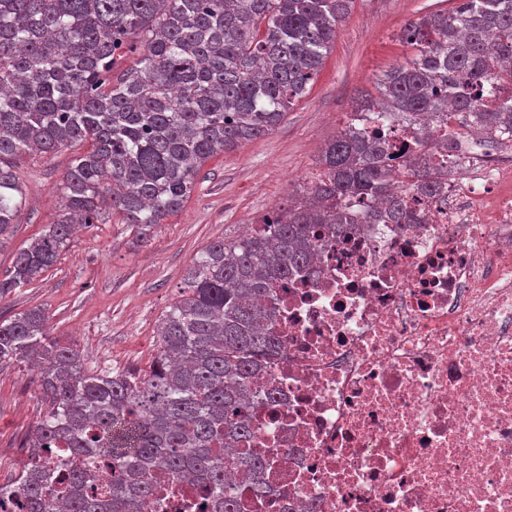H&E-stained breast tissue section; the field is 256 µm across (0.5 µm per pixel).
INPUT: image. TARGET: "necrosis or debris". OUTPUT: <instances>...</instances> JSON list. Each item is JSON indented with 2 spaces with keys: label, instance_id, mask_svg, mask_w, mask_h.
Wrapping results in <instances>:
<instances>
[{
  "label": "necrosis or debris",
  "instance_id": "4bbe7bcc",
  "mask_svg": "<svg viewBox=\"0 0 512 512\" xmlns=\"http://www.w3.org/2000/svg\"><path fill=\"white\" fill-rule=\"evenodd\" d=\"M405 202L349 201L276 289L247 381L269 495L239 512H512V144ZM154 483L144 512H202L203 483Z\"/></svg>",
  "mask_w": 512,
  "mask_h": 512
}]
</instances>
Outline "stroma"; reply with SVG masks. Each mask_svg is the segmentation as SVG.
I'll return each instance as SVG.
<instances>
[{
	"instance_id": "stroma-1",
	"label": "stroma",
	"mask_w": 512,
	"mask_h": 512,
	"mask_svg": "<svg viewBox=\"0 0 512 512\" xmlns=\"http://www.w3.org/2000/svg\"><path fill=\"white\" fill-rule=\"evenodd\" d=\"M456 0H355L308 94L272 134L207 161L184 206L138 240L120 216L80 228L56 265L33 284L0 298V317L37 307L53 335L82 351L89 371L146 366L156 326L178 300L201 249L233 239L269 211L286 206L316 171L321 148L349 122L361 95H376L377 79L406 54L397 40L410 20L444 10ZM20 157L16 173L26 203L0 233V277L20 247L57 215V189L77 153ZM39 380L24 364L0 366V482L26 456L21 442L43 416Z\"/></svg>"
}]
</instances>
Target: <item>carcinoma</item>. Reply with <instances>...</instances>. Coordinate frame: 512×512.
Returning a JSON list of instances; mask_svg holds the SVG:
<instances>
[{
    "label": "carcinoma",
    "instance_id": "carcinoma-1",
    "mask_svg": "<svg viewBox=\"0 0 512 512\" xmlns=\"http://www.w3.org/2000/svg\"><path fill=\"white\" fill-rule=\"evenodd\" d=\"M354 0H0V232L14 223L23 155L49 157L77 143L58 188L61 213L15 254L0 298L41 278L69 246L78 224L118 214L141 240L177 214L201 166L271 134L318 76ZM399 42L404 61L378 79V96L322 148L318 176L288 207L264 215L233 240L206 245L180 298L160 319L146 368L90 372L79 351L51 335L40 309L0 319V364L39 369L46 412L23 447L28 463L0 484V512H141L149 474L202 479L237 512L239 489L224 485L220 448L252 433L244 381L274 351L268 304L273 289L306 270L324 226L356 224L350 199L385 205L407 218L394 190L390 146L362 124L409 121L423 148H457L443 136L444 113L487 143L512 135V0H459L411 20ZM145 46L116 75L118 60ZM501 93L496 106L485 93ZM444 159L425 152L404 177L433 193ZM68 455L66 499L57 501L44 462ZM112 459L110 495L85 494L89 465ZM247 489L268 494V463L255 448L237 458Z\"/></svg>",
    "mask_w": 512,
    "mask_h": 512
}]
</instances>
